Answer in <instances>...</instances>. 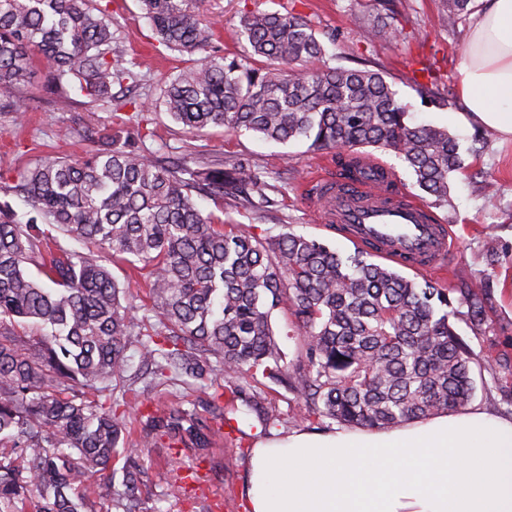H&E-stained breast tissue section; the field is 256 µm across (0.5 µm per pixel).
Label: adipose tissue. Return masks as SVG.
<instances>
[{
  "instance_id": "obj_1",
  "label": "adipose tissue",
  "mask_w": 512,
  "mask_h": 512,
  "mask_svg": "<svg viewBox=\"0 0 512 512\" xmlns=\"http://www.w3.org/2000/svg\"><path fill=\"white\" fill-rule=\"evenodd\" d=\"M482 3L458 70L459 119L512 137V0ZM249 468L247 512H512V418L264 437Z\"/></svg>"
}]
</instances>
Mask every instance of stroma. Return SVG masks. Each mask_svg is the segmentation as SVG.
Here are the masks:
<instances>
[{
    "instance_id": "obj_1",
    "label": "stroma",
    "mask_w": 512,
    "mask_h": 512,
    "mask_svg": "<svg viewBox=\"0 0 512 512\" xmlns=\"http://www.w3.org/2000/svg\"><path fill=\"white\" fill-rule=\"evenodd\" d=\"M191 7L204 18L225 25V33L213 43L216 55L244 63L254 60L249 43L227 34L228 28L238 24L241 14L294 10L315 30L330 66L353 68L362 61L368 69L382 71L398 99L410 104L416 123L448 130L458 144L461 168L449 178L451 206L434 207L431 213L435 222L449 225L454 234L457 250L448 258L452 273L486 269L492 281L489 329L476 336L460 322L456 330L480 361L495 358L512 364V138L488 133L489 148L476 151L474 128L465 127L456 119L462 110L456 91L457 75L470 23L448 31L442 20V0H192ZM110 10L118 50L125 59L138 64L137 86L113 84L111 104L90 106L78 95L55 93L46 62H39L34 80L43 88L40 101L24 100L0 109V183L11 182L19 171L46 156L83 155L86 143L78 135L81 129L89 127L127 138L125 121L131 109L123 101L133 94L149 107L145 146L155 157L163 160L193 154L207 163L237 160L268 186V204L261 212L246 210L233 198L202 193L194 200L203 214L227 224L243 225L258 234L275 236L292 231L324 240L341 253L354 252L356 245L349 237L325 228L320 219V203L307 188L319 171L337 174L335 152H313L303 143L282 145L247 132L234 134L221 128L187 133L167 114L161 102V86L191 66L193 55L170 50L152 39L151 26L139 0H112ZM390 10L395 13L399 34L388 40L376 35L374 25L379 15ZM420 83L447 99V106L422 101L416 92ZM485 178L497 186L494 199H485L473 190L474 183ZM491 237L496 238L501 251L492 268L487 267L484 258V244ZM473 375L476 393L471 409L512 417V367L495 375L480 365L474 367ZM258 385L266 393V407L276 411L282 420L269 433L285 436L303 430L319 431L315 422H297L303 402L295 392L264 378L259 379ZM211 394V387L202 380L186 386L175 379L146 389L141 396L144 403L195 410L199 420L210 427L221 426L222 432L212 437L203 450L186 445L181 451H173L171 438L165 436L155 446H133L120 452L108 470L115 494L125 491L124 470L136 466L143 472L138 490L142 512H205L207 504L228 494L234 498L232 512H246L249 450L257 438L268 432L243 401L213 411L209 406ZM194 459L206 477L203 497L179 501L166 496L157 472L176 461L187 463Z\"/></svg>"
}]
</instances>
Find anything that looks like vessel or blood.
Segmentation results:
<instances>
[{
	"instance_id": "vessel-or-blood-1",
	"label": "vessel or blood",
	"mask_w": 512,
	"mask_h": 512,
	"mask_svg": "<svg viewBox=\"0 0 512 512\" xmlns=\"http://www.w3.org/2000/svg\"><path fill=\"white\" fill-rule=\"evenodd\" d=\"M320 187L326 224L345 228L351 239L380 259L446 274L451 231L431 220L422 203L389 193L384 182L374 179L361 180L351 188L324 179Z\"/></svg>"
}]
</instances>
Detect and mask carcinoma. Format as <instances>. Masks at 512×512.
<instances>
[{
	"label": "carcinoma",
	"instance_id": "obj_1",
	"mask_svg": "<svg viewBox=\"0 0 512 512\" xmlns=\"http://www.w3.org/2000/svg\"><path fill=\"white\" fill-rule=\"evenodd\" d=\"M190 0H140L158 41L179 52L211 47L215 33ZM472 0H445L453 28ZM229 35L246 39L263 58L249 68L209 55L164 89L166 112L185 129L251 132L287 143L351 154L341 176L358 180L352 154L394 151L418 188L448 204V174L460 168L456 141L445 129L415 126L408 106L379 71L330 67L311 26L298 13L246 12ZM112 14L102 0H0V102L9 105L31 84L35 54L51 67L53 87L91 103L112 101V83H136L137 63L113 47ZM85 155L50 156L3 187L21 199L18 213L0 202V512H94V499L115 512H136L142 471L125 472L127 495H112L100 478L139 411L147 434H181L209 443L195 413L142 412L129 374L136 343L151 383L180 373L224 377L213 399L245 401L267 428L277 415L263 393L241 385L260 374L296 391L303 419L391 429L465 408L475 394V357L458 335L489 325V276L461 275L453 288L419 284L373 261L368 250L343 256L326 242L281 233L260 237L239 224L205 216L193 193L235 197L251 181L259 201L265 184L232 162L201 168L190 156L162 161L110 134L90 139ZM82 242L86 251L46 259L48 228ZM122 262L149 283L142 304L103 263ZM35 267L53 287L41 285ZM287 304L297 318L301 353L286 360L271 324ZM143 315H138V311ZM42 330L37 352L28 330ZM131 395L112 399V387ZM105 400H100V397ZM162 477L177 494L201 480L198 467Z\"/></svg>",
	"mask_w": 512,
	"mask_h": 512
}]
</instances>
